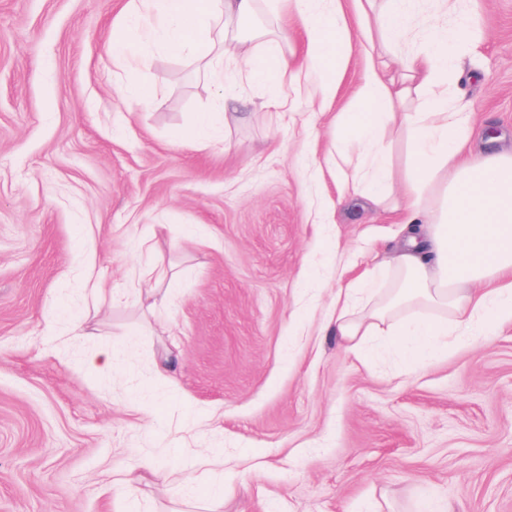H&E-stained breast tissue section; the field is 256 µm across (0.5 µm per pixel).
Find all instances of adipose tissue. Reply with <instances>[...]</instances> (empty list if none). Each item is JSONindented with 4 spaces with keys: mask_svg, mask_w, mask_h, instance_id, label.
<instances>
[{
    "mask_svg": "<svg viewBox=\"0 0 512 512\" xmlns=\"http://www.w3.org/2000/svg\"><path fill=\"white\" fill-rule=\"evenodd\" d=\"M261 2L136 0L112 40L127 89L141 90L144 60L127 43L136 31L170 55L210 62L225 99H236L246 79L264 85L267 105L281 109L290 104L287 86H310L321 103H331L353 49H360L363 71L351 111L336 116L333 149L367 160L377 200L399 188L405 241L357 278L338 279L326 328L358 355L366 337H399L402 361L412 368L447 354L449 337L512 324V153L474 152V109L457 89L461 69L479 49L480 17L461 0H436L430 15L417 0H289L300 38L277 23L257 35L246 71L220 66ZM409 37L418 49L388 60V49ZM413 94L420 108L405 111ZM394 132L407 139L398 181L385 145Z\"/></svg>",
    "mask_w": 512,
    "mask_h": 512,
    "instance_id": "adipose-tissue-1",
    "label": "adipose tissue"
}]
</instances>
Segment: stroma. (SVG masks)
I'll return each mask as SVG.
<instances>
[{"instance_id": "obj_1", "label": "stroma", "mask_w": 512, "mask_h": 512, "mask_svg": "<svg viewBox=\"0 0 512 512\" xmlns=\"http://www.w3.org/2000/svg\"><path fill=\"white\" fill-rule=\"evenodd\" d=\"M127 3L0 0V512H198L201 448L235 473L220 512H512V324L410 371L378 340L364 367L322 328L338 251L368 264L400 238L367 185L338 200L332 114L360 63L332 113L305 87L293 111L265 106L245 81L228 121L206 70L137 36L144 93L126 89L111 46ZM465 6L483 75L459 88L479 146L511 148L512 0ZM207 110L215 138L187 144ZM190 228L206 247L184 248ZM148 260L179 274L153 313L127 277ZM88 278L118 301L85 298ZM51 313L100 334L44 335ZM101 339L117 370H84ZM147 449L195 472L189 497L108 491Z\"/></svg>"}]
</instances>
